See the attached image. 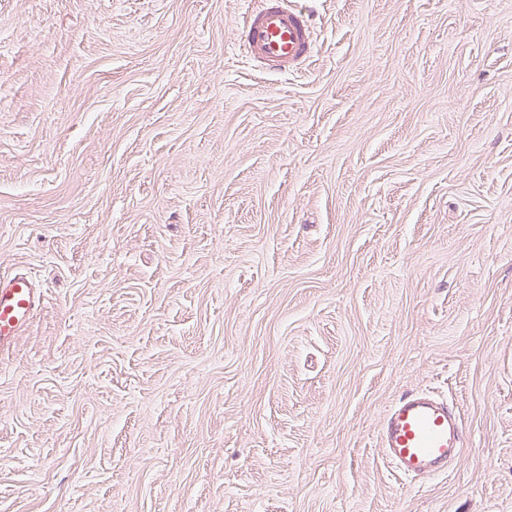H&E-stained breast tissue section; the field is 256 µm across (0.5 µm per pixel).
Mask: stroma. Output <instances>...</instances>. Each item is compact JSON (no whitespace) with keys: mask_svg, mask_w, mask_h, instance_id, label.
Masks as SVG:
<instances>
[{"mask_svg":"<svg viewBox=\"0 0 512 512\" xmlns=\"http://www.w3.org/2000/svg\"><path fill=\"white\" fill-rule=\"evenodd\" d=\"M300 2L279 75L249 0H0V512H512V0ZM238 42L262 72L297 73L314 57V27L305 10L286 0L252 1ZM46 297V291L26 273L0 277V353L11 349ZM378 438L395 469L413 479L448 473L464 448L459 413L446 399L424 391L405 393L391 404Z\"/></svg>","mask_w":512,"mask_h":512,"instance_id":"stroma-1","label":"stroma"}]
</instances>
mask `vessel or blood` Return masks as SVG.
<instances>
[{"label":"vessel or blood","mask_w":512,"mask_h":512,"mask_svg":"<svg viewBox=\"0 0 512 512\" xmlns=\"http://www.w3.org/2000/svg\"><path fill=\"white\" fill-rule=\"evenodd\" d=\"M313 30L309 15L292 0H254L238 42L258 70L295 73L315 54ZM46 297L27 274L0 277V353L11 349ZM378 438L395 469L414 479L446 473L464 448L459 413L424 391L403 394L391 404Z\"/></svg>","instance_id":"obj_1"}]
</instances>
